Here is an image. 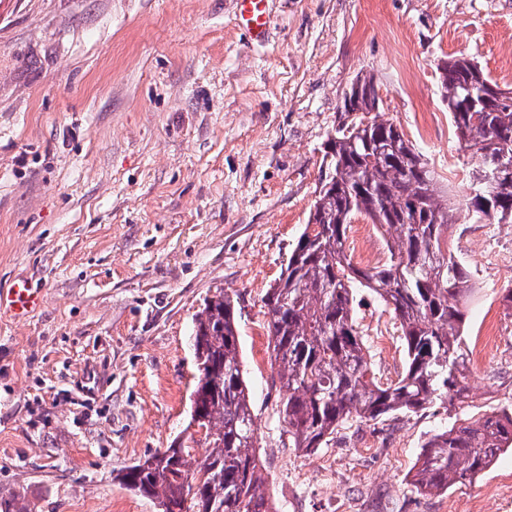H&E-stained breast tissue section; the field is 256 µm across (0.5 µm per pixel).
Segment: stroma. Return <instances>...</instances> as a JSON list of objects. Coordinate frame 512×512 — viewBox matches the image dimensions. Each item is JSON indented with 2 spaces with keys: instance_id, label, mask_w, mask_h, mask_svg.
<instances>
[{
  "instance_id": "1",
  "label": "stroma",
  "mask_w": 512,
  "mask_h": 512,
  "mask_svg": "<svg viewBox=\"0 0 512 512\" xmlns=\"http://www.w3.org/2000/svg\"><path fill=\"white\" fill-rule=\"evenodd\" d=\"M237 0H0V500L15 512H159L121 469L186 442L206 299L236 300L264 490L277 512H512V451L473 483L411 484L422 444L512 403V224H455L472 273L470 399L346 422L310 455L277 415L263 298L316 198L357 76L383 119L461 201L468 157L440 99L464 55L512 90V0H268L265 38ZM379 380L403 370L394 313L358 289ZM44 301L41 291L30 288L27 281H18L10 288L0 291V309L11 312L15 318L40 308Z\"/></svg>"
}]
</instances>
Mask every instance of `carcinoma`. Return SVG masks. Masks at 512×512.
I'll return each mask as SVG.
<instances>
[{"instance_id": "1", "label": "carcinoma", "mask_w": 512, "mask_h": 512, "mask_svg": "<svg viewBox=\"0 0 512 512\" xmlns=\"http://www.w3.org/2000/svg\"><path fill=\"white\" fill-rule=\"evenodd\" d=\"M343 112L373 114L343 123L328 139V175L288 265L264 299L267 331L283 399L279 418L288 445L311 453L350 419L377 421L436 405L468 403L469 353L463 336L466 265L448 251L453 224H512V171L503 172L489 203L466 194L458 206L437 195L434 171L393 123L380 119L371 76L356 80ZM472 85L468 92L465 85ZM441 97L464 151L473 160L468 190L512 163V103L489 93L498 86L464 56L442 66ZM358 215L389 236L388 260L371 270L346 251L348 224ZM369 288L393 310L405 347L397 380L374 376L353 316L356 290ZM194 348L202 360L191 407L205 452L168 448L124 468L123 484L160 512H273L250 392L239 354L234 297L219 292L195 318ZM512 447V406L470 421L458 419L422 445L411 483L446 491L472 481Z\"/></svg>"}]
</instances>
